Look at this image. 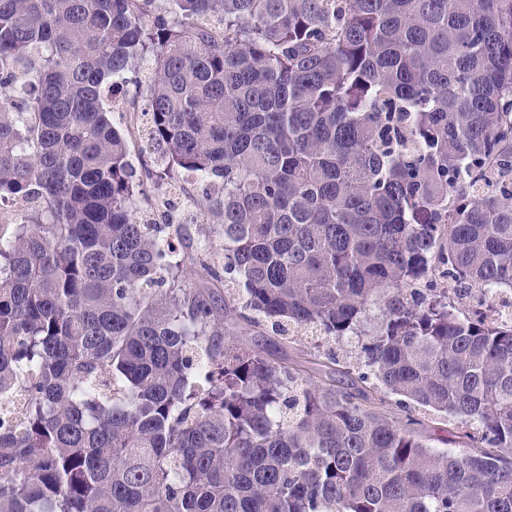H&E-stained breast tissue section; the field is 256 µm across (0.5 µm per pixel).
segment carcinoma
<instances>
[{
  "label": "carcinoma",
  "mask_w": 512,
  "mask_h": 512,
  "mask_svg": "<svg viewBox=\"0 0 512 512\" xmlns=\"http://www.w3.org/2000/svg\"><path fill=\"white\" fill-rule=\"evenodd\" d=\"M2 197L0 512H512V0H0Z\"/></svg>",
  "instance_id": "obj_1"
}]
</instances>
